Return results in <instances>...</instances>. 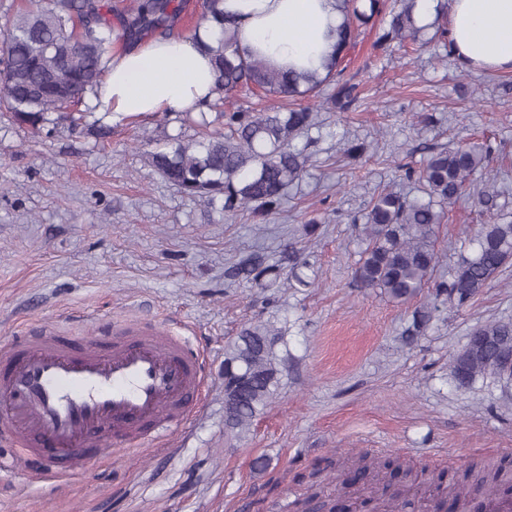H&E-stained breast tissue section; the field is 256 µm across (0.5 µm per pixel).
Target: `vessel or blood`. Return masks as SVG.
<instances>
[{"label":"vessel or blood","instance_id":"vessel-or-blood-1","mask_svg":"<svg viewBox=\"0 0 512 512\" xmlns=\"http://www.w3.org/2000/svg\"><path fill=\"white\" fill-rule=\"evenodd\" d=\"M207 380L187 338L140 321L82 334L42 329L0 346V438L45 476L158 443Z\"/></svg>","mask_w":512,"mask_h":512}]
</instances>
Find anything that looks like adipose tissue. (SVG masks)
Listing matches in <instances>:
<instances>
[{"label":"adipose tissue","instance_id":"adipose-tissue-1","mask_svg":"<svg viewBox=\"0 0 512 512\" xmlns=\"http://www.w3.org/2000/svg\"><path fill=\"white\" fill-rule=\"evenodd\" d=\"M224 9L238 16L244 45L277 68L321 69L338 40L336 0H224ZM448 28L465 68L512 71V0H449ZM213 39L205 27L195 39L114 46L96 104L118 120L198 112L216 95L205 48Z\"/></svg>","mask_w":512,"mask_h":512}]
</instances>
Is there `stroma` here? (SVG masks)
<instances>
[{
  "label": "stroma",
  "instance_id": "stroma-1",
  "mask_svg": "<svg viewBox=\"0 0 512 512\" xmlns=\"http://www.w3.org/2000/svg\"><path fill=\"white\" fill-rule=\"evenodd\" d=\"M388 17L360 28L344 75L360 98L321 110L294 140L309 157L279 210L225 220L204 213L150 167L144 150L166 135L194 138L183 114L36 134L0 109V345L41 325L80 333L104 319L150 318L189 336L209 389L191 420L159 446L45 477L0 444V512H310L336 496L350 456L401 458L418 486L470 462L512 469V383L459 386L454 356L478 325L512 320V265L466 306L407 303L355 278L359 219L386 189L421 198L402 164L491 140L500 208H475L470 187L436 243L434 279H449L484 224L512 221V72L462 70L442 43L376 46ZM367 150L355 159L351 143ZM275 271L238 279L250 254ZM312 281L303 287L291 273ZM434 304L420 335L415 309ZM285 332L276 401L239 440L224 435V346L245 324Z\"/></svg>",
  "mask_w": 512,
  "mask_h": 512
}]
</instances>
